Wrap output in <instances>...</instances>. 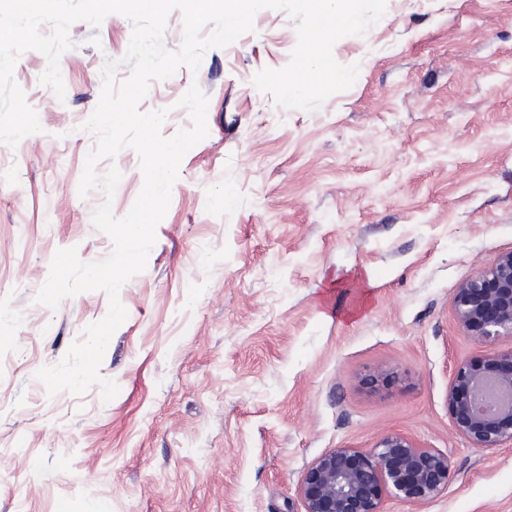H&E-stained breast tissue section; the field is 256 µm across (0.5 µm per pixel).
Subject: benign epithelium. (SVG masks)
<instances>
[{"mask_svg": "<svg viewBox=\"0 0 512 512\" xmlns=\"http://www.w3.org/2000/svg\"><path fill=\"white\" fill-rule=\"evenodd\" d=\"M450 306L458 324L479 343L494 347L512 337V251L461 283ZM489 383L512 395V348L454 369L448 414L455 432L474 448L512 443V401L501 404L483 396ZM449 476L446 454L390 433L368 452H325L304 470L298 494L304 512H382L388 496L420 512L448 489Z\"/></svg>", "mask_w": 512, "mask_h": 512, "instance_id": "1", "label": "benign epithelium"}]
</instances>
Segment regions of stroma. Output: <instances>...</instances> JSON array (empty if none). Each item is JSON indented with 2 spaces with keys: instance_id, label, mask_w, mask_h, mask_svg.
Returning <instances> with one entry per match:
<instances>
[{
  "instance_id": "1",
  "label": "stroma",
  "mask_w": 512,
  "mask_h": 512,
  "mask_svg": "<svg viewBox=\"0 0 512 512\" xmlns=\"http://www.w3.org/2000/svg\"><path fill=\"white\" fill-rule=\"evenodd\" d=\"M122 15L69 28L57 100L48 66L22 53L14 79L41 130L0 143V512H302L304 469L334 448L389 433L447 454L448 489L423 512H512V444L455 433L454 367L492 350L457 323L462 282L512 250V0H387L333 56L354 84L312 112L253 84L281 69L295 19L264 9L253 31L156 85L161 134L190 127L179 101L207 96V137L182 159L99 387L48 396L35 377L103 319L105 292L52 311L34 297L58 250L97 262L104 195H80L97 144L83 125L101 70L123 59ZM112 200L142 186L131 148Z\"/></svg>"
}]
</instances>
